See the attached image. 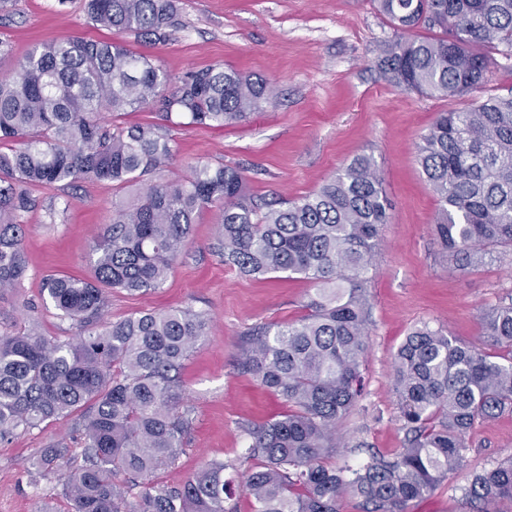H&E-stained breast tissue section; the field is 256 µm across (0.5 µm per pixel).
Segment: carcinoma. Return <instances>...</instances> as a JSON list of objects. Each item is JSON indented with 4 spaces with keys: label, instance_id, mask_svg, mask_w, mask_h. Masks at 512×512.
<instances>
[{
    "label": "carcinoma",
    "instance_id": "obj_1",
    "mask_svg": "<svg viewBox=\"0 0 512 512\" xmlns=\"http://www.w3.org/2000/svg\"><path fill=\"white\" fill-rule=\"evenodd\" d=\"M398 35L381 69L391 83L439 97H465L485 80L488 46L512 53V0H373ZM90 20L119 35L35 46L0 78V288L26 277L19 218L36 206L25 185L108 181L124 189L152 177L94 239V280L53 276L43 298L81 328L68 340L22 331L0 336V441L18 430L78 414L82 462L51 444L37 473L69 461L68 512H238L227 464L206 463L180 486L150 478L172 463L192 426L180 370L207 334L208 320L169 310L104 320V287H161L197 214L221 211L224 263L248 274L291 273L318 288L308 313L243 337L237 371L288 404V413L247 426L236 458L253 512H407L465 464L475 425L512 412V356L481 351L424 323L397 349L392 373L406 446L360 467L329 459L336 428L363 390L371 303L366 274L376 261L390 204L373 158L355 157L317 191L263 205L240 168L197 166L186 181L157 178L172 158L151 125L114 131L104 114L150 103L169 119L222 127L272 101V88L233 69L205 68L177 80L124 37L156 39L177 25L174 0H86ZM431 35L424 36L418 31ZM418 163L437 199L435 236L467 271L483 255L512 251V97L440 112L422 136ZM483 336L512 349V294L481 317ZM147 479L130 501L117 477ZM475 512L512 504V457L478 474L464 493Z\"/></svg>",
    "mask_w": 512,
    "mask_h": 512
}]
</instances>
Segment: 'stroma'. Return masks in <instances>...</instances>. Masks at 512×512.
Returning <instances> with one entry per match:
<instances>
[{
  "label": "stroma",
  "mask_w": 512,
  "mask_h": 512,
  "mask_svg": "<svg viewBox=\"0 0 512 512\" xmlns=\"http://www.w3.org/2000/svg\"><path fill=\"white\" fill-rule=\"evenodd\" d=\"M0 39L13 48L0 60V77L15 59L46 41L107 37L87 17L83 0H10ZM179 24L165 39L129 48L150 57L171 78L221 66L272 84L274 99L262 111L224 127L162 122L155 105L109 116L110 124L161 125L173 158L163 175L187 178L203 164L240 167L258 200L302 198L360 154L373 156L391 204L380 230L377 260L368 273L372 324L364 356L366 385L337 435L336 463L360 465L370 452L396 456L405 431L391 386L394 355L416 326L430 324L484 348L479 318L512 293V253L500 251L464 273L452 271L434 235L437 201L417 161L422 135L438 113L512 95V57L491 53L485 82L469 96L442 98L389 83L380 62L393 27L372 0H177ZM136 187L81 181L68 187L34 186L37 205L24 214L27 277L0 289V334L30 327L62 340L75 323L44 303L46 276H93L92 242L112 220V203ZM218 208L193 224L165 284L130 293L106 288V317L119 321L143 312L191 309L210 320L208 335L181 370L193 427L177 459L156 475L184 484L211 459L233 461L246 445L240 426L288 411L283 400L235 369L242 337L256 325L300 319L315 285L284 273L249 275L225 265L218 253ZM63 443L82 454L74 418L0 443V512H67L61 474L31 475L42 448ZM464 467L409 512H470L463 490L474 475L512 456V414L476 425L467 438Z\"/></svg>",
  "instance_id": "obj_1"
}]
</instances>
